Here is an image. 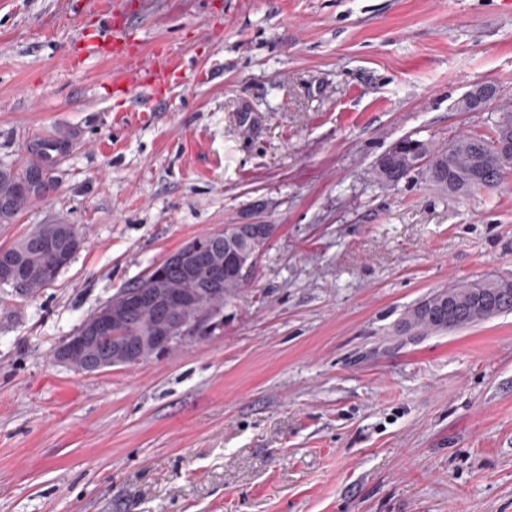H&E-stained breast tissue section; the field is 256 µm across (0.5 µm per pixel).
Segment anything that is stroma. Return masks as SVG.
Returning a JSON list of instances; mask_svg holds the SVG:
<instances>
[{"label": "stroma", "instance_id": "35a3bbf8", "mask_svg": "<svg viewBox=\"0 0 512 512\" xmlns=\"http://www.w3.org/2000/svg\"><path fill=\"white\" fill-rule=\"evenodd\" d=\"M153 94L86 0H0V163L33 135L77 144L13 224L84 242L32 298L0 288V512H512V312L403 332L430 294L512 278V177L468 195L379 188L407 136L489 133L473 85L512 103V0H132ZM276 232L224 326L133 368L54 349L204 232ZM108 14L113 18L112 40L100 43L98 37H93L85 43L87 48L91 47L99 55L124 62V70L113 88L120 87L124 92H153L168 85L177 76L173 61L168 57L154 55L148 62H144L141 58L135 59L132 54L125 52L124 46L130 40L125 24L114 7L108 10ZM498 97L495 87L484 89V86H476L469 91L460 102L463 110H489L493 109V101Z\"/></svg>", "mask_w": 512, "mask_h": 512}]
</instances>
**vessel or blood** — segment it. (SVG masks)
Returning <instances> with one entry per match:
<instances>
[{
	"label": "vessel or blood",
	"mask_w": 512,
	"mask_h": 512,
	"mask_svg": "<svg viewBox=\"0 0 512 512\" xmlns=\"http://www.w3.org/2000/svg\"><path fill=\"white\" fill-rule=\"evenodd\" d=\"M129 35L121 16H114L112 39L110 42H100L98 38H90L87 42L99 55L110 59H119L124 63V70L117 82L122 91H155L165 87L176 77L177 71L172 60L155 55L150 60L143 61L125 52L124 46Z\"/></svg>",
	"instance_id": "vessel-or-blood-1"
}]
</instances>
